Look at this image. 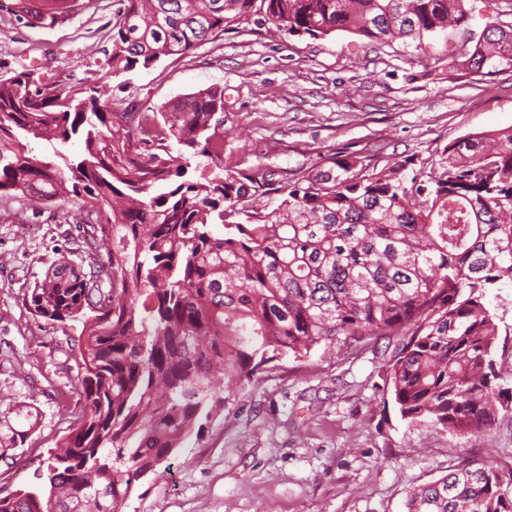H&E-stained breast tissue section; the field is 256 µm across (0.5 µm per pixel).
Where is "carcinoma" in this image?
Wrapping results in <instances>:
<instances>
[{"instance_id":"cac0c4a2","label":"carcinoma","mask_w":512,"mask_h":512,"mask_svg":"<svg viewBox=\"0 0 512 512\" xmlns=\"http://www.w3.org/2000/svg\"><path fill=\"white\" fill-rule=\"evenodd\" d=\"M24 0H0L30 22ZM105 66L119 76L183 56L262 15L275 31L421 41L486 24L448 68L512 69V24L498 0H116ZM67 9L41 0L46 25ZM94 84L59 88L0 76V192L71 202L88 259L61 257L27 291L31 313L82 322L80 411L50 454L46 481L0 497V512H120L134 483L188 439L235 387L271 362L320 346L409 340L382 366L403 419L479 438L512 405L495 359L501 328L486 303L512 282V128L475 133L435 166L379 169L333 154L295 178L251 169L189 174L172 145L223 160L212 88L152 112H116ZM62 145L28 155V136ZM272 201L256 204L263 196ZM221 226L217 236L213 227ZM405 512H512V467L463 460L407 493ZM55 148L64 150L67 154H78L81 151L79 140H72L65 148H61L58 144H51L43 139H32L30 141L29 155L42 161L56 160L54 156Z\"/></svg>"}]
</instances>
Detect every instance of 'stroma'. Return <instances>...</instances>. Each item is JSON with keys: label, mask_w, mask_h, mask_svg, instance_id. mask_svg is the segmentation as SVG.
<instances>
[{"label": "stroma", "mask_w": 512, "mask_h": 512, "mask_svg": "<svg viewBox=\"0 0 512 512\" xmlns=\"http://www.w3.org/2000/svg\"><path fill=\"white\" fill-rule=\"evenodd\" d=\"M112 11V0H76L66 21L47 28L0 16V76L95 82L119 111L223 88L225 166L278 180L335 153L378 167L429 164L465 136L512 128V71L448 73L449 48L471 50L484 28L479 13L419 45L344 31L276 35L256 15L188 55L113 77L102 67ZM76 211L0 195V418L25 434L0 452V497L39 486L77 410L82 325L47 323L26 303L28 287L62 255L83 256ZM488 303L506 334L496 360L512 371V283ZM398 344L379 338L354 355L320 349L268 364L212 412L163 476L135 483L121 512H401L408 490L461 460L511 466L512 409L472 440L401 418L379 374ZM22 406L31 418L18 417Z\"/></svg>", "instance_id": "35a3bbf8"}]
</instances>
